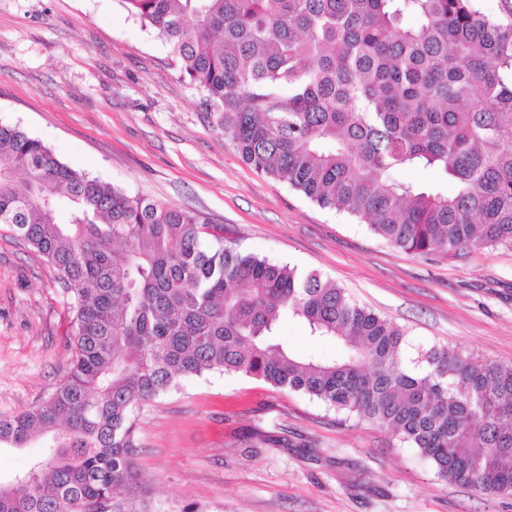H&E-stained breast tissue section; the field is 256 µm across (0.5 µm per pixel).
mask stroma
<instances>
[{"mask_svg":"<svg viewBox=\"0 0 512 512\" xmlns=\"http://www.w3.org/2000/svg\"><path fill=\"white\" fill-rule=\"evenodd\" d=\"M0 124L128 195L199 212L243 250L320 273L414 342L512 362V249L408 253L255 172L170 45L120 0H0ZM69 301L0 224V416L63 383ZM279 334L316 358L339 351L291 318ZM136 439L150 512H512V496L441 480L391 430L237 373L190 376L146 402Z\"/></svg>","mask_w":512,"mask_h":512,"instance_id":"35a3bbf8","label":"stroma"}]
</instances>
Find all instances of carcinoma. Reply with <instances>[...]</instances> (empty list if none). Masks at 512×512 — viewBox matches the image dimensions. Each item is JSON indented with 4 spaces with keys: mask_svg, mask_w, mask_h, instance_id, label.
<instances>
[{
    "mask_svg": "<svg viewBox=\"0 0 512 512\" xmlns=\"http://www.w3.org/2000/svg\"><path fill=\"white\" fill-rule=\"evenodd\" d=\"M122 2L256 172L406 252L512 248V24L477 0ZM420 167L454 194L394 177ZM0 224L56 269L75 324L65 382L0 417V448H45L0 480V512H149L137 410L212 371L389 428L438 477L512 496V363L415 344L318 273L227 245L223 225L76 171L17 126L0 125ZM285 316L339 353L291 351Z\"/></svg>",
    "mask_w": 512,
    "mask_h": 512,
    "instance_id": "cac0c4a2",
    "label": "carcinoma"
}]
</instances>
